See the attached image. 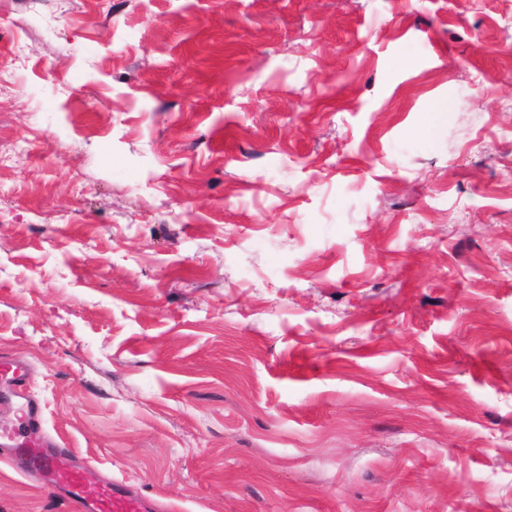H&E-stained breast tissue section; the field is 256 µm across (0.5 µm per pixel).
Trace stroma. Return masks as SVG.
Masks as SVG:
<instances>
[{
  "label": "stroma",
  "instance_id": "35a3bbf8",
  "mask_svg": "<svg viewBox=\"0 0 512 512\" xmlns=\"http://www.w3.org/2000/svg\"><path fill=\"white\" fill-rule=\"evenodd\" d=\"M1 357L170 512H512V0H0Z\"/></svg>",
  "mask_w": 512,
  "mask_h": 512
}]
</instances>
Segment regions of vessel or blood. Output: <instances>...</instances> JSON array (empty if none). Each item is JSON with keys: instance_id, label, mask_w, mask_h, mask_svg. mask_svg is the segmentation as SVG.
<instances>
[{"instance_id": "1", "label": "vessel or blood", "mask_w": 512, "mask_h": 512, "mask_svg": "<svg viewBox=\"0 0 512 512\" xmlns=\"http://www.w3.org/2000/svg\"><path fill=\"white\" fill-rule=\"evenodd\" d=\"M0 372L10 377L18 430L0 437V459L21 474L37 473L47 484L64 489L70 512H155L154 501L131 491L127 481L103 477L92 464H69L71 455L59 439L43 432L40 403L28 393L29 366L20 361H0Z\"/></svg>"}]
</instances>
